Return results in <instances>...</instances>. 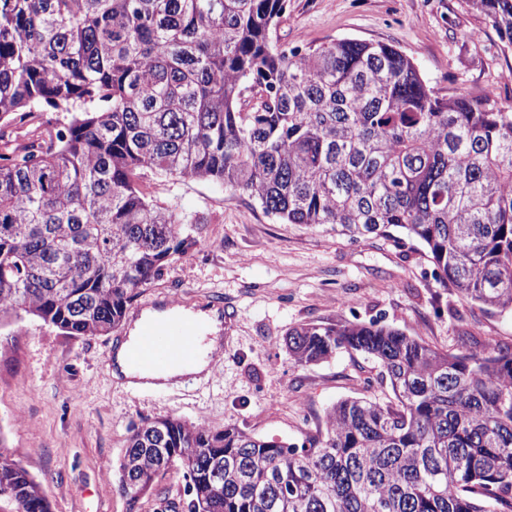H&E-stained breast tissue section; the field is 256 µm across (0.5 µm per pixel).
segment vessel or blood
I'll return each instance as SVG.
<instances>
[{
	"instance_id": "1",
	"label": "vessel or blood",
	"mask_w": 512,
	"mask_h": 512,
	"mask_svg": "<svg viewBox=\"0 0 512 512\" xmlns=\"http://www.w3.org/2000/svg\"><path fill=\"white\" fill-rule=\"evenodd\" d=\"M200 326L185 319L155 320L143 327L126 351L131 370L163 371L188 362L195 349Z\"/></svg>"
}]
</instances>
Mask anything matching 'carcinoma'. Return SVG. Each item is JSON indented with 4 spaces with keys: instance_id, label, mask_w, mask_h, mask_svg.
<instances>
[{
    "instance_id": "obj_1",
    "label": "carcinoma",
    "mask_w": 512,
    "mask_h": 512,
    "mask_svg": "<svg viewBox=\"0 0 512 512\" xmlns=\"http://www.w3.org/2000/svg\"><path fill=\"white\" fill-rule=\"evenodd\" d=\"M466 3L512 51V0ZM284 12L285 0H0V321L24 313L71 336L121 326L195 243L137 187L148 171L355 241L399 228L444 287L512 313V104L442 95L388 43L281 46ZM34 112L70 119L16 153L5 128ZM285 343L299 365L374 359L394 400H339L300 447L202 421L135 426L122 490L177 465L189 512H512V346L442 351L374 321L305 323ZM0 512H51L1 450Z\"/></svg>"
}]
</instances>
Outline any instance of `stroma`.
I'll list each match as a JSON object with an SVG mask.
<instances>
[{
	"label": "stroma",
	"instance_id": "35a3bbf8",
	"mask_svg": "<svg viewBox=\"0 0 512 512\" xmlns=\"http://www.w3.org/2000/svg\"><path fill=\"white\" fill-rule=\"evenodd\" d=\"M273 38L291 48L391 43L441 93L512 103V52L465 0H286ZM138 185L174 208L197 244L141 288L128 318L173 296L203 310L223 302L222 351L206 379L131 390L106 362L110 336H70L30 316L1 326L0 450L42 484L52 512H187L176 466L137 497L122 491L119 462L135 425L201 420L299 445L337 400L392 399L366 357L295 363L283 339L299 324L374 320L452 352H481L489 339L512 346V315L444 287L418 240L353 241L285 224L249 195L205 180L148 173Z\"/></svg>",
	"mask_w": 512,
	"mask_h": 512
}]
</instances>
